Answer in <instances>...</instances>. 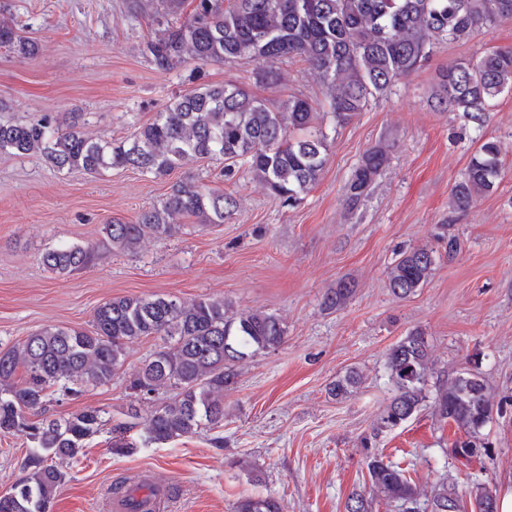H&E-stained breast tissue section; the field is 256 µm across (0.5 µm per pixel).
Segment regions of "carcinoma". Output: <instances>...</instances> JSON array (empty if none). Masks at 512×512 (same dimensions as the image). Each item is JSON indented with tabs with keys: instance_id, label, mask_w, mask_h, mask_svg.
Masks as SVG:
<instances>
[{
	"instance_id": "carcinoma-1",
	"label": "carcinoma",
	"mask_w": 512,
	"mask_h": 512,
	"mask_svg": "<svg viewBox=\"0 0 512 512\" xmlns=\"http://www.w3.org/2000/svg\"><path fill=\"white\" fill-rule=\"evenodd\" d=\"M191 15L168 25L144 44L156 68L212 61L253 62L257 84L279 78L276 64L300 57L314 72L325 96L320 103L303 95L269 107L237 84L202 85L179 95L139 127L129 139L98 141L76 125L66 127L50 115L28 123L0 122V153L37 155L51 168L97 175L109 169H137L166 175L200 159L224 160V180L247 166L270 196L284 206L297 204L317 184L333 146L325 130L353 122L371 102L428 63L450 43L467 41L481 28L512 20V0H193ZM0 47L24 58L35 44L16 37L0 22ZM512 94V48L496 49L438 70L431 87L433 106L462 116L471 130L474 152L451 192L453 207L464 210L491 192L501 175L504 147L481 134L495 101ZM388 160L385 146L366 150L344 186L351 208L368 193ZM235 207L224 190L184 180L174 183L159 204L137 222L114 220L103 226L108 249L135 251L148 236L170 237L179 220L222 224ZM94 249L66 244L46 251L42 265L58 274L94 266ZM437 250L430 245L402 251L388 270V286L398 299L424 287L435 270ZM353 293L342 281L324 298L328 309L344 306ZM287 328L276 315L237 312L222 298L191 302L165 296L114 297L99 305L92 330L46 327L18 346L0 351V434H23L33 443L31 473L0 495V512H48L65 475L56 460L72 459L104 426L100 411L83 409L66 418L42 416L53 392L74 396L83 385L110 382L122 366L126 345L159 337L166 346L146 361L130 388L142 395L172 387L174 396L146 418L131 407L128 420L111 428L112 451L130 452L126 434L140 425L142 442L164 444L224 426V390L235 384V365L279 347ZM393 387L390 401L372 427L377 437L401 427L425 408L463 432L448 455L464 467L489 456L484 429L492 410L484 378L462 372L429 390L431 346L422 329L407 332L386 353ZM24 370L16 382L18 369ZM360 374L347 372L332 382L329 394L348 397ZM364 486L348 496L346 512H372L373 502L394 504L398 512H498V498L486 483L466 474V490L445 480L424 493L410 472L366 449ZM237 512H282L272 496L242 498Z\"/></svg>"
}]
</instances>
